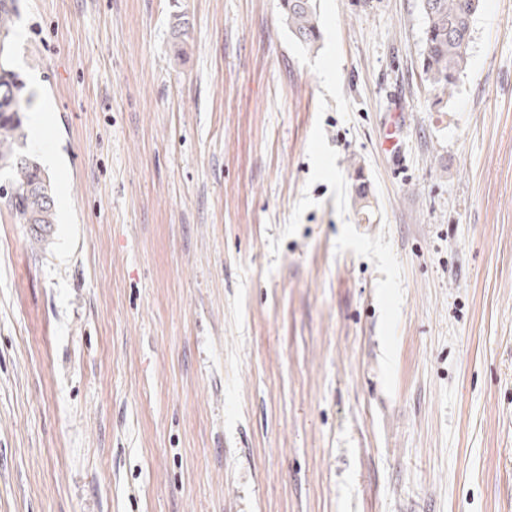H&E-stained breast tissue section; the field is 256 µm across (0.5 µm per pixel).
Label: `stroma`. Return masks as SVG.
Masks as SVG:
<instances>
[{
	"instance_id": "stroma-1",
	"label": "stroma",
	"mask_w": 512,
	"mask_h": 512,
	"mask_svg": "<svg viewBox=\"0 0 512 512\" xmlns=\"http://www.w3.org/2000/svg\"><path fill=\"white\" fill-rule=\"evenodd\" d=\"M317 8L19 0L56 224L0 203V512H512V0L444 102L419 0ZM316 0H282L285 23L295 41L308 51L319 48L321 31ZM362 177V168L360 166H354L350 174V178L354 185L353 203L358 213L368 215L371 211L372 205L368 190L363 184Z\"/></svg>"
}]
</instances>
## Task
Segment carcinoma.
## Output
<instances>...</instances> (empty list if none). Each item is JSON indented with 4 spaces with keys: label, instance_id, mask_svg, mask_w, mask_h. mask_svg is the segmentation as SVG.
Returning a JSON list of instances; mask_svg holds the SVG:
<instances>
[{
    "label": "carcinoma",
    "instance_id": "obj_1",
    "mask_svg": "<svg viewBox=\"0 0 512 512\" xmlns=\"http://www.w3.org/2000/svg\"><path fill=\"white\" fill-rule=\"evenodd\" d=\"M420 2L425 18L422 73L441 100L452 95L466 69L480 0ZM281 8L295 41L308 51L318 49L321 31L316 0H281ZM17 13V0H0V170L11 176L3 199L15 222L34 227L31 236L46 242L47 231L56 223V212L50 179L28 149L29 133L20 115L28 96L10 65V37ZM362 177V168L353 167V203L358 213L366 215L372 205Z\"/></svg>",
    "mask_w": 512,
    "mask_h": 512
}]
</instances>
